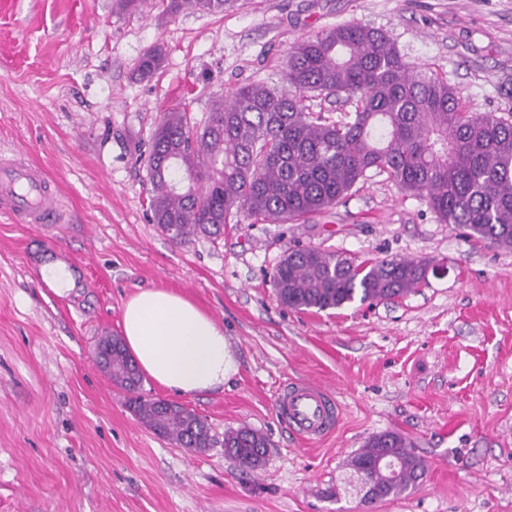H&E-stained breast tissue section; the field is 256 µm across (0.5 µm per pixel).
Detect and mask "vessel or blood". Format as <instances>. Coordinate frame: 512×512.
I'll return each instance as SVG.
<instances>
[{
  "label": "vessel or blood",
  "instance_id": "obj_1",
  "mask_svg": "<svg viewBox=\"0 0 512 512\" xmlns=\"http://www.w3.org/2000/svg\"><path fill=\"white\" fill-rule=\"evenodd\" d=\"M45 172L28 164L19 153L0 151V209L15 221L45 231L62 220L61 199L46 191ZM276 406L302 440L316 441L333 434L341 420V406L319 382L294 379L276 399Z\"/></svg>",
  "mask_w": 512,
  "mask_h": 512
}]
</instances>
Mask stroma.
<instances>
[{
    "label": "stroma",
    "mask_w": 512,
    "mask_h": 512,
    "mask_svg": "<svg viewBox=\"0 0 512 512\" xmlns=\"http://www.w3.org/2000/svg\"><path fill=\"white\" fill-rule=\"evenodd\" d=\"M113 0L0 5V148L18 146L58 190L65 224L42 235L0 213V512H512V249L437 221L420 197L369 172L295 224H228L177 243L151 221L139 158L163 115H207L249 82L277 85L296 42L340 24L386 32L469 112H512V0H232L224 11L118 13ZM164 61L143 78V54ZM427 263L391 303L284 306L286 251ZM76 262L64 296L49 257ZM166 287L224 329L237 371L223 388L144 395L206 418L192 451L150 430L95 359L140 290ZM336 393L337 431L306 444L276 410L289 380ZM270 440L264 464L224 452L239 426ZM394 431L426 464L415 488L369 505L351 457ZM42 276L46 284L57 295H63L72 288V277L64 265L48 264L42 268Z\"/></svg>",
    "instance_id": "35a3bbf8"
}]
</instances>
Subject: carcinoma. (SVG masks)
I'll return each instance as SVG.
<instances>
[{
	"instance_id": "carcinoma-1",
	"label": "carcinoma",
	"mask_w": 512,
	"mask_h": 512,
	"mask_svg": "<svg viewBox=\"0 0 512 512\" xmlns=\"http://www.w3.org/2000/svg\"><path fill=\"white\" fill-rule=\"evenodd\" d=\"M230 0H162L174 15L224 11ZM162 53L148 51L142 76L161 67ZM343 98L351 105L332 120L303 103L306 98ZM151 185V220L182 243L216 236L241 219L288 224L334 206L367 173L387 175L402 191L423 197L441 224H456L480 240L512 248V113L462 109L448 81L409 63L393 40L362 23L330 28L294 44L279 85L251 82L230 102L212 105L204 121L183 110L169 112L144 151ZM174 157L164 173L157 163ZM427 265L412 259L358 262L315 247L290 249L273 277L281 303L292 309L326 310L355 300L388 302L418 287ZM116 336L115 372L128 369L130 354ZM127 387L129 407L154 432L183 448L212 444L207 421L182 406L170 407ZM268 438L248 426L224 433V448L240 466L259 468ZM390 455L388 474L376 467ZM359 485L397 497L425 474L421 458L394 432L372 436L350 460Z\"/></svg>"
}]
</instances>
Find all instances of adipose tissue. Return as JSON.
<instances>
[{
	"label": "adipose tissue",
	"instance_id": "1",
	"mask_svg": "<svg viewBox=\"0 0 512 512\" xmlns=\"http://www.w3.org/2000/svg\"><path fill=\"white\" fill-rule=\"evenodd\" d=\"M122 325L141 371L171 393L218 389L236 371L223 327L172 291L147 288L135 294L124 306Z\"/></svg>",
	"mask_w": 512,
	"mask_h": 512
}]
</instances>
